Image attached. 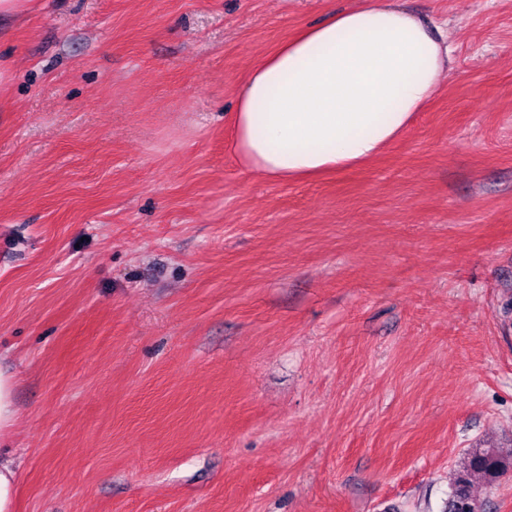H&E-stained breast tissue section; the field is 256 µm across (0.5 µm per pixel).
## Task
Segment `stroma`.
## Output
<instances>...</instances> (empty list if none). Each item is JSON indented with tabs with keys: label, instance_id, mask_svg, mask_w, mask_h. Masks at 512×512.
<instances>
[{
	"label": "stroma",
	"instance_id": "stroma-1",
	"mask_svg": "<svg viewBox=\"0 0 512 512\" xmlns=\"http://www.w3.org/2000/svg\"><path fill=\"white\" fill-rule=\"evenodd\" d=\"M360 0H32L0 36L16 512H442L512 452V0H402L454 66L377 158L281 183L250 69ZM511 454L503 455L496 448H484L467 454L454 473L451 494L444 512H471L468 505L486 512L484 499L476 494L477 480L488 484L499 478L498 465H511Z\"/></svg>",
	"mask_w": 512,
	"mask_h": 512
}]
</instances>
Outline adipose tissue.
<instances>
[{
  "label": "adipose tissue",
  "mask_w": 512,
  "mask_h": 512,
  "mask_svg": "<svg viewBox=\"0 0 512 512\" xmlns=\"http://www.w3.org/2000/svg\"><path fill=\"white\" fill-rule=\"evenodd\" d=\"M452 66L447 38L397 0H363L301 27L251 69L231 150L282 182L351 168L403 134Z\"/></svg>",
  "instance_id": "obj_1"
}]
</instances>
